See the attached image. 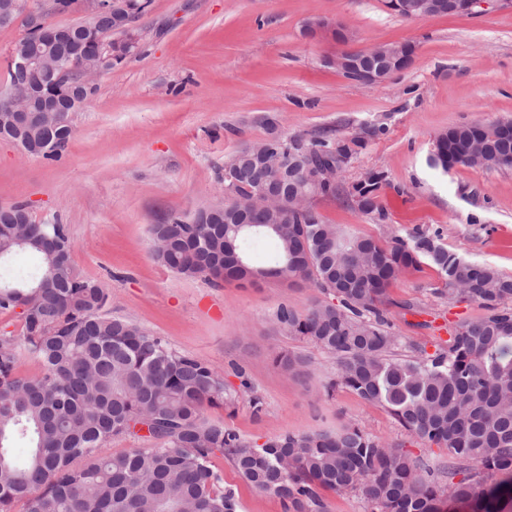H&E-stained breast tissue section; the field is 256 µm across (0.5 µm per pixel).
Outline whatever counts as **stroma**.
<instances>
[{"label": "stroma", "mask_w": 512, "mask_h": 512, "mask_svg": "<svg viewBox=\"0 0 512 512\" xmlns=\"http://www.w3.org/2000/svg\"><path fill=\"white\" fill-rule=\"evenodd\" d=\"M318 17L352 38L308 32ZM135 26L138 49L74 112L60 160L0 140V206L23 204L33 221L65 225L77 273L107 289L112 316L205 361L232 388L248 382L262 399L258 412L245 396L234 410L207 409L210 420L259 444L353 422L412 457L446 459L445 449L423 445L382 407L346 389L325 395L335 358L276 320L280 305L309 307L318 296L312 283L182 277L153 260L151 227L220 201L225 160L270 130L328 133L366 146L337 176L336 196L316 200L326 222L381 239L437 231L459 256L512 276V169L431 164L434 140L448 127L512 119V4L489 0L473 15L407 19L384 0H152ZM394 42L413 44V61L380 84L349 80L329 63ZM373 169L388 178L381 220L346 193ZM440 285L426 266L389 288L387 317L403 343L434 351L438 323L481 315L478 303L437 294ZM404 301L420 313L402 310ZM281 349L310 359L306 378L274 367ZM212 467L241 512H283L279 498L255 491L222 455Z\"/></svg>", "instance_id": "35a3bbf8"}]
</instances>
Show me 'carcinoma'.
Returning a JSON list of instances; mask_svg holds the SVG:
<instances>
[{
    "label": "carcinoma",
    "instance_id": "carcinoma-1",
    "mask_svg": "<svg viewBox=\"0 0 512 512\" xmlns=\"http://www.w3.org/2000/svg\"><path fill=\"white\" fill-rule=\"evenodd\" d=\"M44 23L58 33L44 53L46 69L12 65L8 83L41 84L57 111L71 112L74 97L95 93L80 80L97 66L99 38L112 39L113 67L129 50L125 38H112L108 12L92 29L48 17ZM362 143L290 136L273 142L263 161L239 150L236 193L285 199L288 222L274 227L262 207L250 224L223 211L201 224L173 213L151 228L152 256L187 278L237 279L234 260L218 257L227 240L259 277L313 283L323 297L301 313L280 308L281 328L334 356L338 384L386 409L409 435L446 449L448 463L418 462L350 423L258 445L209 421L206 408H231L238 392L206 362L107 312L106 289L73 273L64 225L41 224L20 247L14 239L25 208L0 207V259H39L31 279L0 282V311L22 316L20 336L0 335V512H16L19 504L21 512H238L235 493L211 467L218 452L257 491L277 496L284 512H322V490L357 491L367 512H442L445 496L469 512H505L512 503V276L459 257L436 232L382 243L296 202L313 186L281 174L282 162L308 151L340 171ZM431 162L445 172L512 168V125H454L436 137ZM386 184L385 172L372 170L348 196L382 220L378 194ZM423 264L443 280L439 292L448 301H474L485 310L448 328V341L431 354L403 345L381 309L390 285ZM25 355L41 363V375L19 374ZM274 364L297 377L309 368L292 352L277 354ZM145 426L149 447L106 450L112 437L136 436ZM15 439L28 442L20 462L12 456Z\"/></svg>",
    "mask_w": 512,
    "mask_h": 512
}]
</instances>
